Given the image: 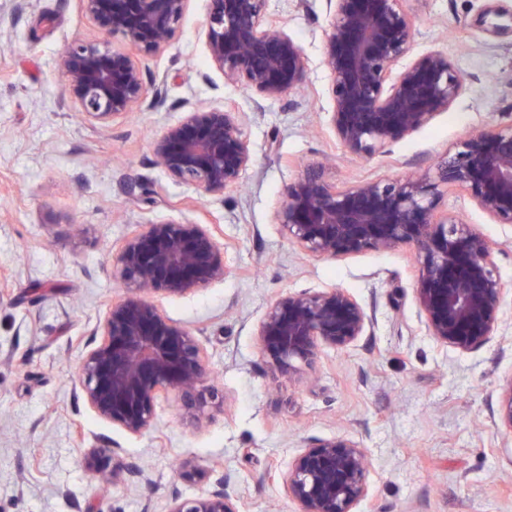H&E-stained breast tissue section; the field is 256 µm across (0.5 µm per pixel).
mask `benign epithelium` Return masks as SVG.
<instances>
[{"mask_svg":"<svg viewBox=\"0 0 512 512\" xmlns=\"http://www.w3.org/2000/svg\"><path fill=\"white\" fill-rule=\"evenodd\" d=\"M105 34L144 54L177 34L189 0H80ZM267 0H207L203 30L209 59L224 82L282 101L307 83L309 64L288 31L266 21ZM402 0H328L323 65L330 76V123L350 155L369 159L427 126L460 96L466 80L447 54L410 53L416 21ZM58 69L81 113L125 117L147 98L142 70L105 42L71 43ZM507 121L466 135L435 174H412L338 188L310 164L285 192L277 223L308 255L343 258L410 246L419 262L414 288L431 336L461 352L495 335L504 297L512 293L496 273L494 246L473 225L438 212L439 186L455 185L500 224H512V113ZM243 115L231 105L192 107L153 140L155 162L201 197L221 198L252 165ZM112 277L123 294L81 360L78 380L89 409L128 435L151 431L161 393L178 394L200 426L214 398L207 352L190 329L146 297H179L224 279V246L206 224L188 219L140 225L113 250ZM370 317L341 288L301 290L278 297L259 322L268 363L289 378L324 347L345 348L365 334ZM499 425L512 436V379L501 388ZM364 449L345 437L317 440L294 457L282 482L297 512H357L368 493ZM168 512H239L220 488L175 497Z\"/></svg>","mask_w":512,"mask_h":512,"instance_id":"7a95c632","label":"benign epithelium"}]
</instances>
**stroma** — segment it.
Segmentation results:
<instances>
[{
	"label": "stroma",
	"mask_w": 512,
	"mask_h": 512,
	"mask_svg": "<svg viewBox=\"0 0 512 512\" xmlns=\"http://www.w3.org/2000/svg\"><path fill=\"white\" fill-rule=\"evenodd\" d=\"M415 51L447 53L465 91L424 129L370 159L352 156L329 124L330 78L321 64L327 0H267L309 61L300 91L256 110L211 63L191 0L171 47L140 57L146 80L166 78V103L127 118L92 120L59 76L73 41L104 34L79 0H0V512H167L171 500L219 488L239 512H296L274 467L300 448L344 436L370 461L358 512H512V437L495 421L512 378V296L495 336L461 353L429 335L414 297L413 248L313 258L275 213L288 184L327 160L336 186L435 171L462 138L512 113V0H404ZM234 103L254 155L220 199L154 166L152 141L188 108ZM440 211L475 225L512 281V224L442 188ZM189 218L212 225L230 269L224 280L160 304L208 354L221 399L203 427L176 393L161 396L152 431L130 436L85 404L78 365L123 288L113 244L138 225ZM341 288L371 315L364 336L322 350L298 379L275 373L257 336L267 307L302 289Z\"/></svg>",
	"instance_id": "1"
}]
</instances>
